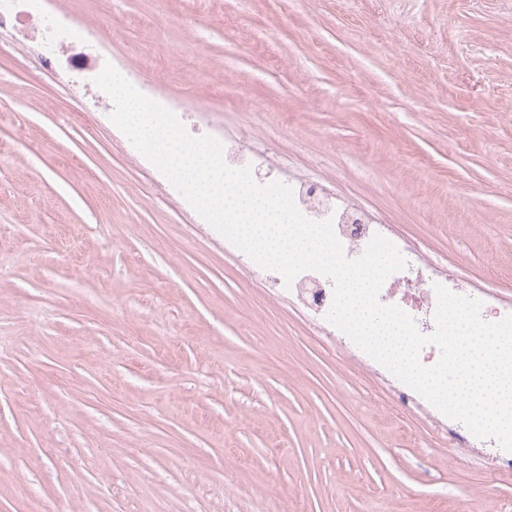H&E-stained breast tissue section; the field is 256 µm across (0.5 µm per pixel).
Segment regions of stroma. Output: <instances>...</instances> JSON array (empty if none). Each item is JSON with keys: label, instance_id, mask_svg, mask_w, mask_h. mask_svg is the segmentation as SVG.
Returning <instances> with one entry per match:
<instances>
[{"label": "stroma", "instance_id": "1", "mask_svg": "<svg viewBox=\"0 0 512 512\" xmlns=\"http://www.w3.org/2000/svg\"><path fill=\"white\" fill-rule=\"evenodd\" d=\"M0 39V512H512V473L212 228L112 123L125 65L196 135L384 219L512 306V0H51ZM86 24L67 13L60 12L52 18L51 23L43 26L41 30L40 42L44 47L43 58L45 61L52 63L61 55H68V50L77 44L83 45V41L87 37L85 30ZM84 46V45H83ZM74 55L79 57L70 58L69 62H73V66L83 67L87 59L91 57L90 52H80ZM223 145V158L225 163L233 169L249 167L252 178L256 162L262 158L269 166H275L270 156H263L247 144L245 140H219Z\"/></svg>", "mask_w": 512, "mask_h": 512}]
</instances>
